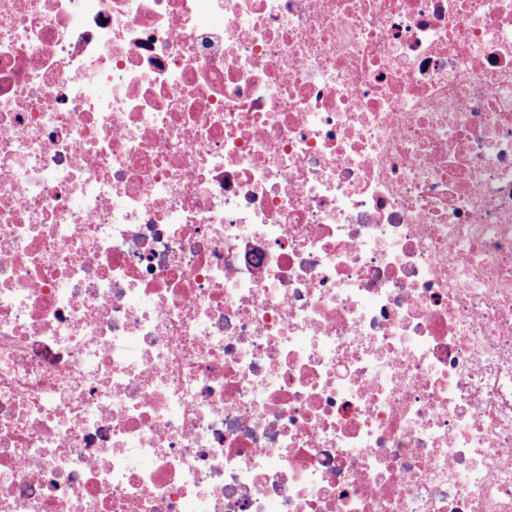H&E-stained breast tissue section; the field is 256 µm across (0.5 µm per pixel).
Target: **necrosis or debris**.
<instances>
[{
	"label": "necrosis or debris",
	"instance_id": "4bbe7bcc",
	"mask_svg": "<svg viewBox=\"0 0 512 512\" xmlns=\"http://www.w3.org/2000/svg\"><path fill=\"white\" fill-rule=\"evenodd\" d=\"M0 512H512V0H0Z\"/></svg>",
	"mask_w": 512,
	"mask_h": 512
}]
</instances>
